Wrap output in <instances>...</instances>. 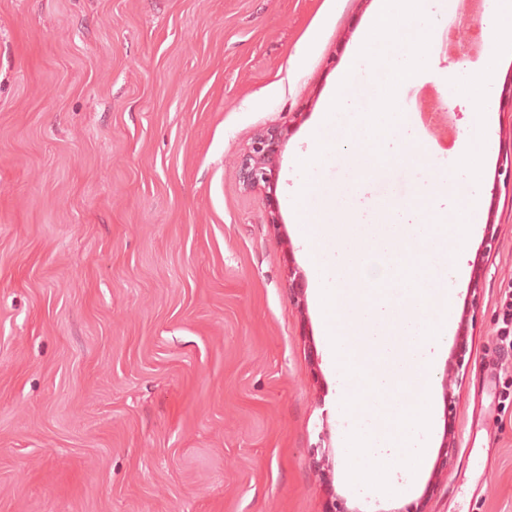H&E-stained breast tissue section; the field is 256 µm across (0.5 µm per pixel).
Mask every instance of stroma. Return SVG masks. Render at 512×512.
I'll return each instance as SVG.
<instances>
[{"instance_id": "35a3bbf8", "label": "stroma", "mask_w": 512, "mask_h": 512, "mask_svg": "<svg viewBox=\"0 0 512 512\" xmlns=\"http://www.w3.org/2000/svg\"><path fill=\"white\" fill-rule=\"evenodd\" d=\"M377 0H0V512H512V53L484 25L401 87L435 82L485 135L482 206L438 363L434 430L395 494L347 480L316 298L293 219L297 158ZM492 68L485 119L452 79ZM287 129L276 195L246 189L255 134ZM431 165L378 172L359 220ZM497 227L484 249L486 224ZM303 296H294L292 286ZM451 382L453 402L443 398ZM331 446L328 461L313 448ZM450 449H443V442ZM500 306L503 310L501 331L502 342H505L506 348L512 349V282L500 290ZM508 341V342H507Z\"/></svg>"}]
</instances>
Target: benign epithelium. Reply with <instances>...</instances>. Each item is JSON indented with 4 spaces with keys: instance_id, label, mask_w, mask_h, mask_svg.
<instances>
[{
    "instance_id": "benign-epithelium-1",
    "label": "benign epithelium",
    "mask_w": 512,
    "mask_h": 512,
    "mask_svg": "<svg viewBox=\"0 0 512 512\" xmlns=\"http://www.w3.org/2000/svg\"><path fill=\"white\" fill-rule=\"evenodd\" d=\"M284 143L283 129L279 127L269 128L252 139L241 159L244 186L268 195L275 192L279 179V155Z\"/></svg>"
}]
</instances>
